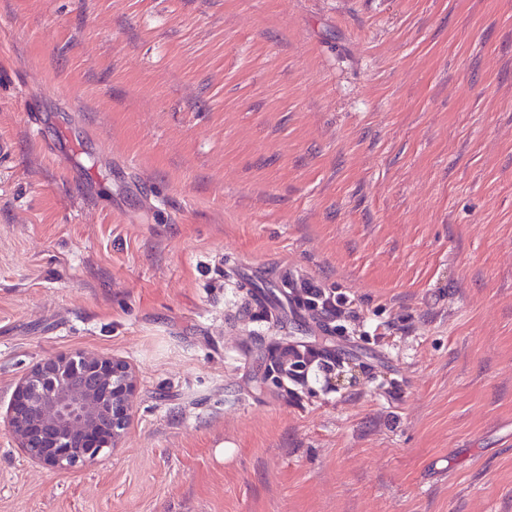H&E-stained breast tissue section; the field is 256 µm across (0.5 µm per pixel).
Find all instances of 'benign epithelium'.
I'll return each instance as SVG.
<instances>
[{
  "label": "benign epithelium",
  "mask_w": 512,
  "mask_h": 512,
  "mask_svg": "<svg viewBox=\"0 0 512 512\" xmlns=\"http://www.w3.org/2000/svg\"><path fill=\"white\" fill-rule=\"evenodd\" d=\"M307 369L292 354L261 365L265 387L288 371ZM137 387L136 371L119 357L60 354L33 365L19 382L8 409L17 447L51 470L94 464L124 437Z\"/></svg>",
  "instance_id": "1"
}]
</instances>
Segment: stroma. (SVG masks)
<instances>
[{"instance_id":"1","label":"stroma","mask_w":512,"mask_h":512,"mask_svg":"<svg viewBox=\"0 0 512 512\" xmlns=\"http://www.w3.org/2000/svg\"><path fill=\"white\" fill-rule=\"evenodd\" d=\"M2 139L0 512H512V0H0ZM298 340L355 382L262 388ZM79 351L131 420L49 471ZM302 293L305 295L306 304L314 309L320 308V312L329 319H339L345 313L347 305L352 303L345 297L335 295L334 291H328L326 288L311 281H304ZM136 371L119 357L60 354L33 365L8 409L17 447L51 470L94 464L124 437Z\"/></svg>"}]
</instances>
